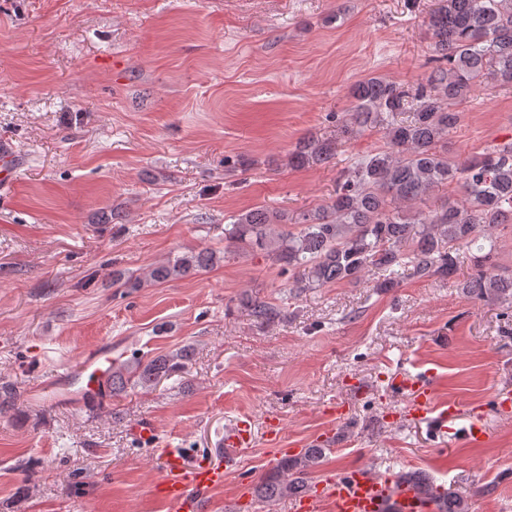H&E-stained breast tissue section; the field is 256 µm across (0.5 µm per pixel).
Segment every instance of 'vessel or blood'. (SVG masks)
Returning <instances> with one entry per match:
<instances>
[{"label":"vessel or blood","mask_w":512,"mask_h":512,"mask_svg":"<svg viewBox=\"0 0 512 512\" xmlns=\"http://www.w3.org/2000/svg\"><path fill=\"white\" fill-rule=\"evenodd\" d=\"M16 166L12 149L0 142V190L10 186ZM114 360L111 352L91 351L76 369L69 371L67 382L74 385L80 399L96 406L106 396L112 382ZM396 389L411 395L409 410L425 419L434 433H443L458 413L456 403L437 400V380L424 374L405 378ZM224 460L213 465L185 466L177 454L166 458L162 477L152 489L155 498L166 503L171 512H200L204 495L223 485L227 476L238 468L241 453L252 444L247 424L224 436ZM297 512H438L437 502L411 482H395L369 465H361L343 474H326L319 485L295 504Z\"/></svg>","instance_id":"obj_1"}]
</instances>
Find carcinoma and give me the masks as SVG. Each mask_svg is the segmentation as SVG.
Returning <instances> with one entry per match:
<instances>
[{
	"instance_id": "1",
	"label": "carcinoma",
	"mask_w": 512,
	"mask_h": 512,
	"mask_svg": "<svg viewBox=\"0 0 512 512\" xmlns=\"http://www.w3.org/2000/svg\"><path fill=\"white\" fill-rule=\"evenodd\" d=\"M435 42L432 70L426 79L403 88L379 76L351 86L353 110L339 121L341 135L358 128L386 130L389 148L370 154L345 171L331 202L293 218L264 208L242 213L224 225L225 248L259 250L282 272L303 270L292 288L301 293L341 281L358 282L376 269L375 287L399 286L410 269L419 278L448 281L473 300L512 303V274H500L498 236L512 224V143L497 145L462 162L448 158L439 144L461 121L458 106L481 84L512 86V0H436L428 16ZM404 112L411 113L405 120ZM336 155V141L310 136L299 141L293 165L325 164ZM454 184L463 200L435 209L412 206L437 186ZM293 228L278 229V225ZM470 254L472 273L456 280L459 252ZM221 261L209 249L188 250L153 265L144 276L112 272V284L143 288L196 275ZM260 324H272L282 309L250 297L245 301ZM190 349L181 348L146 361L119 362L112 371L110 394L129 387L155 388L184 372ZM326 449L306 448L282 458L254 485L262 503L297 497L309 482ZM438 502L439 512H469L458 492L436 486L421 472L399 476Z\"/></svg>"
}]
</instances>
